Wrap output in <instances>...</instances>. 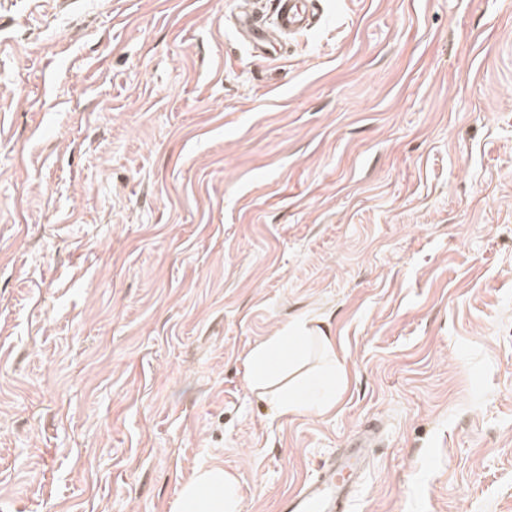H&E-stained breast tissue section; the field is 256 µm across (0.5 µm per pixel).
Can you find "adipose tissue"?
<instances>
[{
	"label": "adipose tissue",
	"instance_id": "obj_1",
	"mask_svg": "<svg viewBox=\"0 0 512 512\" xmlns=\"http://www.w3.org/2000/svg\"><path fill=\"white\" fill-rule=\"evenodd\" d=\"M312 342L327 354V374L304 389L291 391L288 398H281L271 387L272 377L298 360ZM247 376L254 388L269 394L279 413L324 414L339 400L346 382V367L344 360L337 357L334 342L325 329L317 321L301 317L276 328L253 347L247 358ZM240 503L237 478L221 465L205 464L182 484L174 512H241Z\"/></svg>",
	"mask_w": 512,
	"mask_h": 512
}]
</instances>
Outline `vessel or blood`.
Listing matches in <instances>:
<instances>
[{
	"instance_id": "vessel-or-blood-1",
	"label": "vessel or blood",
	"mask_w": 512,
	"mask_h": 512,
	"mask_svg": "<svg viewBox=\"0 0 512 512\" xmlns=\"http://www.w3.org/2000/svg\"><path fill=\"white\" fill-rule=\"evenodd\" d=\"M321 0H277L275 26L266 28L255 14H238V25L256 56H267L279 36L311 29ZM370 438L355 440L340 454L318 463L314 474L280 502V512H347L354 502L368 458Z\"/></svg>"
}]
</instances>
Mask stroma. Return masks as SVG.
Wrapping results in <instances>:
<instances>
[{"label":"stroma","mask_w":512,"mask_h":512,"mask_svg":"<svg viewBox=\"0 0 512 512\" xmlns=\"http://www.w3.org/2000/svg\"><path fill=\"white\" fill-rule=\"evenodd\" d=\"M0 0V512H241L376 441L349 512H512V0ZM346 362L278 414L295 317ZM275 30L257 22L256 14L242 10L238 14L239 29L247 36L252 51L266 57L275 48V37L290 35L311 29L312 21L320 12L321 0H276ZM322 324L321 320L306 317L294 319L276 328L271 336L256 344L248 355L247 376L250 383L264 394H269L280 414H325L336 407L346 382L345 360L336 356L334 342ZM309 342L318 343L326 352L328 373L308 383L304 390L291 391L288 400L283 401L279 391L271 387V378L284 368H290L304 354ZM237 478L224 466L204 464L182 484L175 512H240Z\"/></svg>","instance_id":"obj_1"}]
</instances>
